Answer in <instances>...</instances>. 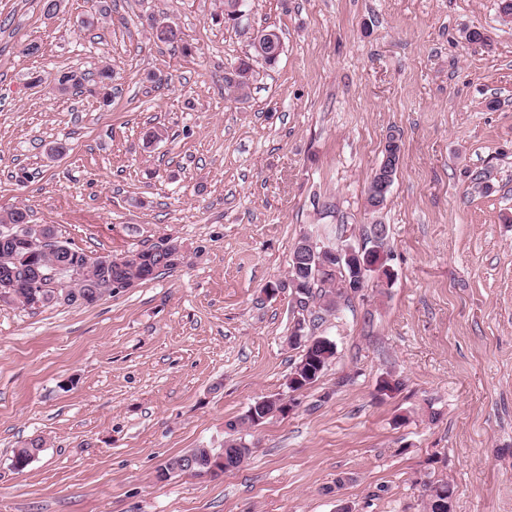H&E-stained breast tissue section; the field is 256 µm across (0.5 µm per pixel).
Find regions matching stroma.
I'll return each mask as SVG.
<instances>
[{
    "instance_id": "stroma-1",
    "label": "stroma",
    "mask_w": 512,
    "mask_h": 512,
    "mask_svg": "<svg viewBox=\"0 0 512 512\" xmlns=\"http://www.w3.org/2000/svg\"><path fill=\"white\" fill-rule=\"evenodd\" d=\"M499 0H0V216L89 256L173 238L184 263L97 303H0V512H512V23ZM182 41H153L147 19ZM284 51L244 96L224 74L262 29ZM478 29L486 42L466 41ZM39 43V55L22 48ZM112 66L109 104L37 77ZM164 85L150 81L151 73ZM164 129L144 145L146 131ZM396 135L382 209L368 183ZM64 145V154L52 148ZM386 225L391 283L318 328L336 346L286 415L301 359L286 280L304 236ZM278 284L276 293L266 287ZM403 385L383 395L378 384ZM43 439L16 470L12 451ZM242 438L236 471L159 478Z\"/></svg>"
}]
</instances>
